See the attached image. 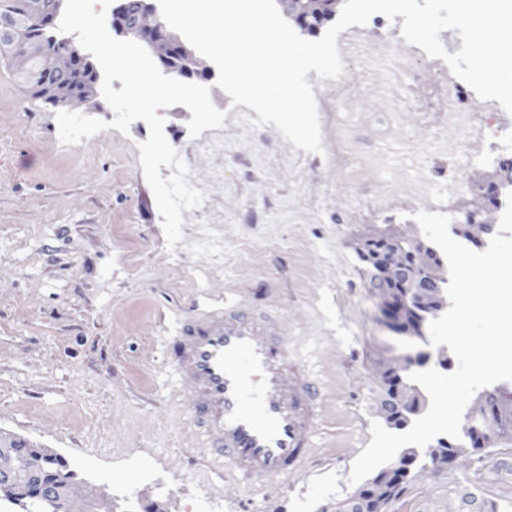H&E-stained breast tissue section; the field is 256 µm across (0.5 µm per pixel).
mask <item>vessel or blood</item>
Segmentation results:
<instances>
[{
	"label": "vessel or blood",
	"mask_w": 512,
	"mask_h": 512,
	"mask_svg": "<svg viewBox=\"0 0 512 512\" xmlns=\"http://www.w3.org/2000/svg\"><path fill=\"white\" fill-rule=\"evenodd\" d=\"M267 329L247 312L202 314L179 330L177 371L212 448L237 473L273 480L297 470L317 405L306 373Z\"/></svg>",
	"instance_id": "1"
}]
</instances>
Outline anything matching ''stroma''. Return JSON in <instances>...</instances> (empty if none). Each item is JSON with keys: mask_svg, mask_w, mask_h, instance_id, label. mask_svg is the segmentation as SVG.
I'll return each mask as SVG.
<instances>
[{"mask_svg": "<svg viewBox=\"0 0 512 512\" xmlns=\"http://www.w3.org/2000/svg\"><path fill=\"white\" fill-rule=\"evenodd\" d=\"M337 45L362 85L340 95L308 74L322 153L250 127L247 107L216 86L222 128L194 138L187 108L164 109L165 137L204 194L172 252L139 162L147 124L64 145L58 107L31 96L19 60L0 55V438L66 462L73 512H128L114 476L135 464L158 477L131 483L139 512H192L201 501L214 512H336L382 419L383 370L420 353L436 370L453 361L447 346L382 324L359 252L375 237L423 240L421 209L460 224L477 182L506 178L489 145L508 113L473 94L458 100L461 80L406 44L400 23L345 30ZM435 77L447 111H408L417 80ZM234 304L272 320L319 393L303 465L283 482L230 472L177 374L181 323ZM416 455L386 512H452L448 489L460 483L512 505L501 478L512 433L445 471L429 448Z\"/></svg>", "mask_w": 512, "mask_h": 512, "instance_id": "stroma-1", "label": "stroma"}]
</instances>
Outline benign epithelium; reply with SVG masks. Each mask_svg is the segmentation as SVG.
<instances>
[{
    "label": "benign epithelium",
    "mask_w": 512,
    "mask_h": 512,
    "mask_svg": "<svg viewBox=\"0 0 512 512\" xmlns=\"http://www.w3.org/2000/svg\"><path fill=\"white\" fill-rule=\"evenodd\" d=\"M63 0H12L0 11V46L10 48L24 61L20 76L34 92L53 104L87 102L95 95L100 73L86 51L67 39L52 49L42 37H34L35 27L50 31L60 15ZM284 15L302 33L316 35L321 25L336 14L339 0H278ZM112 32L147 45L158 69L176 79L196 78L207 81L211 68L194 58L167 28L153 7L136 12L124 6L113 13ZM466 226L477 232L469 236L479 241L496 233L495 225L487 224L473 213L466 217ZM377 251L362 255L370 266L368 288L379 300L388 326L399 331L424 312L436 315L445 306V284L448 279L439 273L442 266L434 249L405 239H383ZM49 453L26 442L13 441L0 447V494L20 497L34 507L41 502L53 503L58 512H71L69 475L48 480L43 475L41 460ZM389 490L381 477L367 482L342 507L344 512H362L365 493ZM454 512H484L479 495L466 486L456 487Z\"/></svg>",
    "instance_id": "benign-epithelium-1"
}]
</instances>
